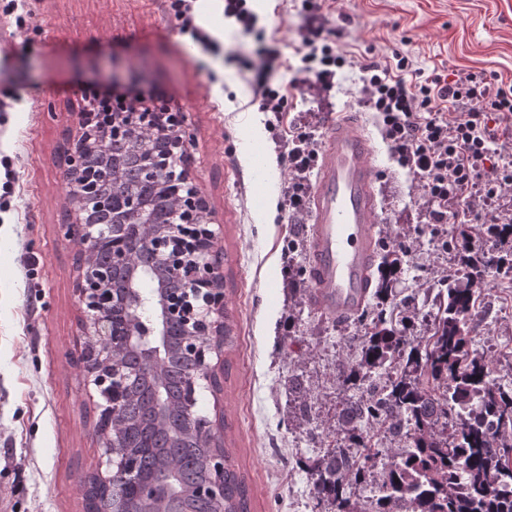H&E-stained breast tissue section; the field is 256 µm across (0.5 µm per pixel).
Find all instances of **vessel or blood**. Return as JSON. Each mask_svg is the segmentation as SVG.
<instances>
[{"label":"vessel or blood","instance_id":"b4317fda","mask_svg":"<svg viewBox=\"0 0 512 512\" xmlns=\"http://www.w3.org/2000/svg\"><path fill=\"white\" fill-rule=\"evenodd\" d=\"M374 147L357 113L336 121L324 142L310 195L311 303L339 318L366 302L375 260Z\"/></svg>","mask_w":512,"mask_h":512}]
</instances>
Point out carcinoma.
<instances>
[{"label":"carcinoma","instance_id":"carcinoma-1","mask_svg":"<svg viewBox=\"0 0 512 512\" xmlns=\"http://www.w3.org/2000/svg\"><path fill=\"white\" fill-rule=\"evenodd\" d=\"M155 137L145 127L124 129L119 157L129 170L149 166L161 175L142 223L154 224L160 216L180 222L179 207L187 192L184 174L175 167L184 166V155L171 160L169 153L153 151ZM134 193L138 190L129 180L112 178L113 208H122ZM150 234L143 229L135 249L115 228L112 250L137 256L153 245ZM467 239L465 230L458 231L455 249L470 287L450 282L439 291L438 314L425 341L412 343L380 314L363 336L360 362L343 370L342 385L353 395L339 412L338 426L356 455L332 448L305 463L317 512H512V390L490 388L483 357L470 350L476 332L475 286L493 270L512 273V245L487 254L465 249ZM400 270L398 259L383 256L374 298L388 299ZM195 366L194 359L175 354L162 369L170 379L164 425L153 421L154 393L144 386L115 404L114 432L135 460V477L163 481L170 468L178 470L191 461L196 467L181 474V489L207 482V445L226 440L218 428L201 429L196 436L186 433L189 426H199L183 409V382ZM375 421L389 422L393 437L409 439L405 448L388 456L389 464L380 472L374 462L379 449L369 445L372 435L364 428ZM358 484L375 489L367 510L348 495ZM248 509V485L226 448L224 512Z\"/></svg>","mask_w":512,"mask_h":512}]
</instances>
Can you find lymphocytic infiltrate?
Returning <instances> with one entry per match:
<instances>
[{
    "label": "lymphocytic infiltrate",
    "mask_w": 512,
    "mask_h": 512,
    "mask_svg": "<svg viewBox=\"0 0 512 512\" xmlns=\"http://www.w3.org/2000/svg\"><path fill=\"white\" fill-rule=\"evenodd\" d=\"M319 30L303 40L301 72L314 74L324 89L335 85L336 70L347 63L330 44H318ZM362 101L382 117V133L400 162L423 181L433 223L484 220L476 203L512 188V169L499 164L497 135L488 116L512 117V85L469 72L448 79L424 73L412 60L397 55L395 63L366 67ZM288 152L292 177L286 196L299 208L306 193L304 175L317 156L309 136L293 139Z\"/></svg>",
    "instance_id": "lymphocytic-infiltrate-1"
}]
</instances>
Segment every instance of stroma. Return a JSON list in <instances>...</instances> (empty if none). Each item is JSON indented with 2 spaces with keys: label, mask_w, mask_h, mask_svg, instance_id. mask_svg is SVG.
Here are the masks:
<instances>
[{
  "label": "stroma",
  "mask_w": 512,
  "mask_h": 512,
  "mask_svg": "<svg viewBox=\"0 0 512 512\" xmlns=\"http://www.w3.org/2000/svg\"><path fill=\"white\" fill-rule=\"evenodd\" d=\"M316 2L323 39L348 60L329 91L294 70L310 27L301 0H250L252 30L225 18L222 0H195V22L215 42L210 49L180 31L164 0H31L21 24L0 0V28L12 41L0 67V100L10 104L0 112V184L10 185L0 191V512H84L85 479L102 459L96 399L77 363L84 312L73 281L84 245L67 232L62 180L91 86L183 117L188 179L210 205L235 340L223 391L198 389L197 409L223 415L250 512H313L305 463L336 444L331 430L345 397L339 377L358 357L361 328L309 302L308 254L297 245L309 240L311 216L284 208L287 144L302 132L323 144L330 124L353 107L371 120L376 240L404 252L384 312L396 322L414 318L419 333L439 280L457 279V264L452 250L424 232L422 183L363 106L362 68L400 53L428 73L512 80V0ZM272 51L274 83L291 102L279 118L253 101L259 61ZM116 74L121 82H113ZM257 149L274 157V172L251 171ZM268 183L277 191L271 218L254 198ZM479 291L488 332L471 348L512 388V282L491 276ZM292 378L302 384L310 423L298 424L288 411Z\"/></svg>",
  "instance_id": "35a3bbf8"
}]
</instances>
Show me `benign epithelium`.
Segmentation results:
<instances>
[{
	"mask_svg": "<svg viewBox=\"0 0 512 512\" xmlns=\"http://www.w3.org/2000/svg\"><path fill=\"white\" fill-rule=\"evenodd\" d=\"M96 121L95 113L89 109L79 113L78 132L69 154L70 166L63 174L72 205V222L68 228L86 245L79 258L73 288L84 306L85 318L80 323L84 349L80 361L101 399L96 404L98 419L95 432L106 456L105 469H97L87 479L86 497L111 501L109 512H131L117 484L128 481L132 472L125 450L118 448L112 437L113 395L135 375L123 366L121 357L126 351L134 352L144 364L162 368L169 355L167 329L179 324L188 336L216 338V343L206 351L187 343L188 349L199 354L201 360V372L188 378L187 392L195 393L203 386L212 387L214 379L224 371V281L214 276L212 247L216 232L210 228L212 221L208 201L199 194L184 202L185 208L203 216L194 244L177 255L160 251L154 254L158 285L151 300L154 314L150 322L140 318L143 293L138 288V263L132 256L127 253L113 255L107 267L95 263V250L100 243L112 237V225L92 223L91 204L84 198L78 164L87 155L107 152L108 137ZM185 266L192 268L197 274V281L206 287L197 288L191 294L169 287L170 279ZM115 270L123 271L126 278V288L120 291L110 289ZM207 467L209 482L200 489V493L221 500L224 493V453L212 451ZM169 477L167 483L153 482L142 486L141 512H189L187 507H174L183 499V494L176 490L177 472L170 471Z\"/></svg>",
	"mask_w": 512,
	"mask_h": 512,
	"instance_id": "benign-epithelium-1",
	"label": "benign epithelium"
}]
</instances>
